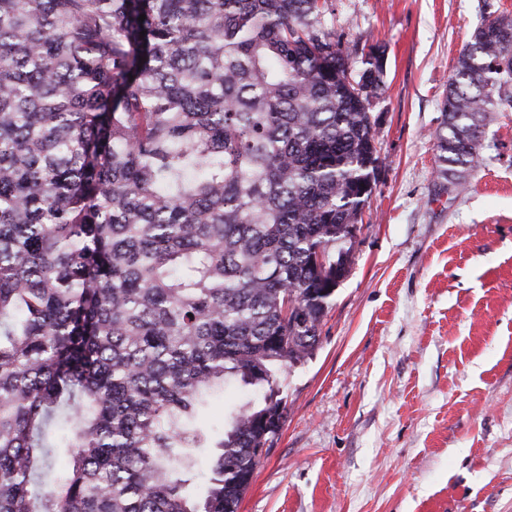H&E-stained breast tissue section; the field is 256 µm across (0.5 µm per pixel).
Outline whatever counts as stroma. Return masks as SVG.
<instances>
[{"label": "stroma", "mask_w": 512, "mask_h": 512, "mask_svg": "<svg viewBox=\"0 0 512 512\" xmlns=\"http://www.w3.org/2000/svg\"><path fill=\"white\" fill-rule=\"evenodd\" d=\"M384 50L379 171L312 356L239 512H512V112L440 187L433 133L457 58L512 0H332Z\"/></svg>", "instance_id": "35a3bbf8"}]
</instances>
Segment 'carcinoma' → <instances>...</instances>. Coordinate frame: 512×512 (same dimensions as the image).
<instances>
[{
	"label": "carcinoma",
	"mask_w": 512,
	"mask_h": 512,
	"mask_svg": "<svg viewBox=\"0 0 512 512\" xmlns=\"http://www.w3.org/2000/svg\"><path fill=\"white\" fill-rule=\"evenodd\" d=\"M326 2L0 0V512H239L379 166L384 52ZM441 112L455 188L512 112L511 16Z\"/></svg>",
	"instance_id": "carcinoma-1"
}]
</instances>
